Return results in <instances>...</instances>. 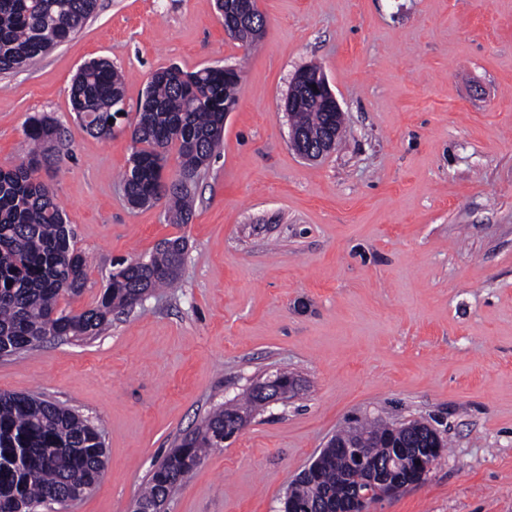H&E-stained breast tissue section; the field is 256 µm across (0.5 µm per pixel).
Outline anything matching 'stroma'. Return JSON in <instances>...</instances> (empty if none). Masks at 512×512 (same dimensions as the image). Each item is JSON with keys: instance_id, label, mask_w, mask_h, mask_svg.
Listing matches in <instances>:
<instances>
[{"instance_id": "35a3bbf8", "label": "stroma", "mask_w": 512, "mask_h": 512, "mask_svg": "<svg viewBox=\"0 0 512 512\" xmlns=\"http://www.w3.org/2000/svg\"><path fill=\"white\" fill-rule=\"evenodd\" d=\"M255 45L214 0H98L83 28L0 74V167L30 151L25 120L58 119L49 184L95 306L112 273L184 238L176 287L97 337L0 356V391L97 425L107 465L60 512H128L156 462L218 405L291 373L166 512H280L290 481L360 420L428 422L446 447L420 483L368 512H512V0H257ZM106 59L125 76L111 138L76 120L69 86ZM231 65L238 105L188 223L128 204L122 174L149 74ZM326 75L346 132L327 156L290 143L296 73Z\"/></svg>"}]
</instances>
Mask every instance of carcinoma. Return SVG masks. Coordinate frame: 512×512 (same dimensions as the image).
<instances>
[{"mask_svg": "<svg viewBox=\"0 0 512 512\" xmlns=\"http://www.w3.org/2000/svg\"><path fill=\"white\" fill-rule=\"evenodd\" d=\"M97 0H0V74L46 54L79 31L94 13ZM235 78L222 67L186 73L160 67L148 77L131 133V166L123 176L133 207L167 199L172 223L190 216L191 190L223 144L224 112L235 105ZM124 79L104 59L83 65L70 87L73 112L99 138L112 136L109 118L124 105ZM291 125L317 132L336 129V113L312 105L288 112ZM26 134L34 144L27 160L0 169V350L20 354L49 337H93L112 323V315L139 301L144 291L172 286L184 262L181 238L158 245L146 261H132L112 274L97 304L66 313L58 309L65 294L78 295L87 283L84 255L51 188L36 177L51 163L60 137L58 121L32 116ZM177 146V178L166 184L164 162ZM249 391L210 413L150 472L139 499L166 500L200 465L207 452L224 446L226 437L261 407ZM407 456L392 477L410 485L421 481L416 456L436 455L446 444L436 429L419 421L401 424ZM390 426L352 425L339 432L351 442L364 440L372 458L386 463L394 449L385 447ZM102 431L76 411L35 394L0 392V512H39L46 505L66 506L87 495L105 465ZM311 476L292 479L282 508L303 509L315 502L325 512L349 501L355 487L370 484L371 472L351 464L350 449L325 448Z\"/></svg>", "mask_w": 512, "mask_h": 512, "instance_id": "carcinoma-1", "label": "carcinoma"}]
</instances>
